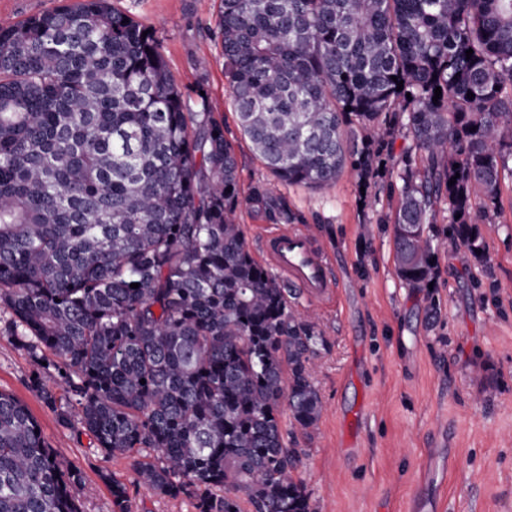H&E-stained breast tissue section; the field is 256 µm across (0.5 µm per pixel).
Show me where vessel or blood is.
<instances>
[{
	"mask_svg": "<svg viewBox=\"0 0 512 512\" xmlns=\"http://www.w3.org/2000/svg\"><path fill=\"white\" fill-rule=\"evenodd\" d=\"M263 253L269 264L319 301L339 286L330 273L327 253L302 227L286 226L265 236Z\"/></svg>",
	"mask_w": 512,
	"mask_h": 512,
	"instance_id": "b4317fda",
	"label": "vessel or blood"
}]
</instances>
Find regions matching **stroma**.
<instances>
[{"label": "stroma", "instance_id": "obj_1", "mask_svg": "<svg viewBox=\"0 0 512 512\" xmlns=\"http://www.w3.org/2000/svg\"><path fill=\"white\" fill-rule=\"evenodd\" d=\"M112 3L155 30L180 88L204 87L234 147L242 192L262 185L285 196L330 254L337 294L321 303L303 295L297 305L326 340L314 370L322 412L298 437L306 455L295 473L316 512H404L427 450L441 438L458 458L429 489L438 512H512V181L502 185L500 215L477 225L487 265L443 236L441 220L434 286L408 288L378 222L396 198L362 197L348 169L323 189L288 185L255 156L237 124L214 36L220 0ZM432 301L440 310L431 320ZM33 370L0 333V390L28 406L63 466L82 470V512H112L109 476L128 484L131 512H196L192 498L136 484L126 455L59 426L29 386Z\"/></svg>", "mask_w": 512, "mask_h": 512}]
</instances>
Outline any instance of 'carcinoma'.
I'll use <instances>...</instances> for the list:
<instances>
[{
    "mask_svg": "<svg viewBox=\"0 0 512 512\" xmlns=\"http://www.w3.org/2000/svg\"><path fill=\"white\" fill-rule=\"evenodd\" d=\"M215 36L238 126L274 177L317 189L348 166L398 195L379 223L409 288L436 277L440 204L450 238L485 261L476 224L512 178V0H220ZM202 90L182 91L156 32L110 0L0 27L4 331L58 424L132 457L155 494L197 512H242L241 494L253 512H314L293 472L297 434L321 415L325 339L235 224L243 201L302 219L267 188L241 198ZM37 429L1 390L0 512H80L81 471ZM106 481L112 512H130L127 484Z\"/></svg>",
    "mask_w": 512,
    "mask_h": 512,
    "instance_id": "1",
    "label": "carcinoma"
}]
</instances>
